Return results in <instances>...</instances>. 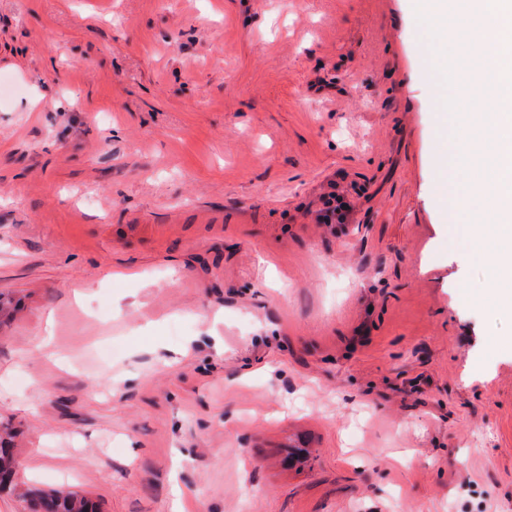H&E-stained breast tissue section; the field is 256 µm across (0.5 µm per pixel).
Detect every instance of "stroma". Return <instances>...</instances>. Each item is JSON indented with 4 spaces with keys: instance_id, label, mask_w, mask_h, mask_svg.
<instances>
[{
    "instance_id": "stroma-1",
    "label": "stroma",
    "mask_w": 512,
    "mask_h": 512,
    "mask_svg": "<svg viewBox=\"0 0 512 512\" xmlns=\"http://www.w3.org/2000/svg\"><path fill=\"white\" fill-rule=\"evenodd\" d=\"M420 34L414 0H0L21 482L102 512H512V319L434 178Z\"/></svg>"
}]
</instances>
